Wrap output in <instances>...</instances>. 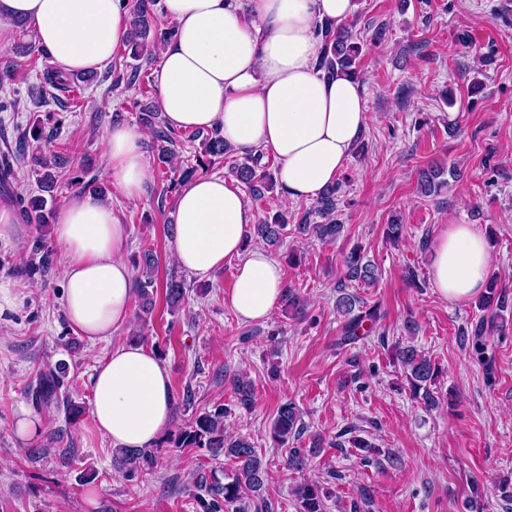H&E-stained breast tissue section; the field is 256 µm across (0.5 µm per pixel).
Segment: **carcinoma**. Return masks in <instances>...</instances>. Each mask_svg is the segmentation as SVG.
Returning <instances> with one entry per match:
<instances>
[{"instance_id":"cac0c4a2","label":"carcinoma","mask_w":512,"mask_h":512,"mask_svg":"<svg viewBox=\"0 0 512 512\" xmlns=\"http://www.w3.org/2000/svg\"><path fill=\"white\" fill-rule=\"evenodd\" d=\"M157 0H134L130 7L131 37L128 44L133 50V57L151 59L162 43L173 38L175 30L164 25L163 21L156 19L155 6ZM323 50L318 67L328 73L338 75H361L359 68L362 47L352 41V33L344 28L340 31L332 27H325L322 33ZM44 83L55 89H68L71 87L73 75L61 71L45 69ZM142 123L147 126L153 137V149L157 160L166 164L175 152L177 138L175 131L169 129L159 112L145 108L142 110ZM192 141L201 140L203 153L222 158L232 151L224 143L218 131L208 133L193 131L188 135ZM261 154H246L245 162L235 166L236 175L241 182L247 185L252 196L260 200L264 192L273 188V179L268 164L262 162ZM36 166L39 167L37 178L41 194L34 195L29 201L18 202L20 211L27 217L35 216L45 218L48 200L42 196L44 192H51L54 187V168H63L67 157L53 152L49 155L40 153L35 157ZM443 171L438 168H427L420 172V188L424 193H434L443 185L439 178ZM338 184L326 188L316 199L315 211L327 220L325 224H298V232H311L323 242L336 240L343 225L331 221L338 204ZM285 219L276 218L270 223L257 225V234L270 244L278 243L286 233ZM144 266L140 277L136 281L137 296L141 300V309L148 314L155 306L154 292L156 280L152 275L155 258L150 250L142 254ZM345 278L357 284L371 285L379 278L378 267L370 260H363L357 252L352 251L345 258ZM497 280L487 282V293L479 305L488 310L500 307L505 303V296L497 291ZM164 300L166 306L175 309L184 300V286L181 282L170 279L165 283ZM280 303L284 311L294 319L306 315L307 301L301 293L290 286L283 289ZM358 299L352 294L344 293L336 300V311L345 317L343 327L344 341L350 342L357 338L358 331L364 329L365 324L375 326L380 320L379 308L375 305L363 309L357 306ZM489 322L480 321L475 325L472 335L475 336L473 351L477 359L485 358V342ZM396 358L407 371V379L414 398L421 399L424 404H434L435 397L430 386L435 378V366L430 358L418 351L412 345L401 346L396 350ZM236 403L245 409L250 408L255 401V391L250 381L245 378L233 380ZM61 381L54 372L50 371L40 377L37 387L32 392V399L38 409L46 408L58 401V391ZM301 415L299 409L292 402L282 404L277 412L272 426V438L280 445L288 440L300 437L303 427L299 426ZM168 443L175 448H210L221 451L224 456L235 464L233 474L224 477V480L212 478L208 482L199 478L198 486L203 488L206 496L198 497L203 501L210 499L209 512H237L241 509L242 499L250 492L259 500L263 499L262 491L265 487L267 470L261 458L257 455L253 444L244 436L227 438L224 436V409L217 407L212 411L196 416L187 426L168 439ZM320 443L313 442L310 448H291L288 452V467L302 470L307 466L308 457L317 453ZM114 462L125 469L126 476L133 478L141 474L143 469L152 468L155 463V453L150 449L117 448L113 451ZM327 491L318 483H303L296 487L295 496L299 502L300 512H324V498Z\"/></svg>"}]
</instances>
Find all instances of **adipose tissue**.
Returning <instances> with one entry per match:
<instances>
[{
    "instance_id": "adipose-tissue-1",
    "label": "adipose tissue",
    "mask_w": 512,
    "mask_h": 512,
    "mask_svg": "<svg viewBox=\"0 0 512 512\" xmlns=\"http://www.w3.org/2000/svg\"><path fill=\"white\" fill-rule=\"evenodd\" d=\"M356 0H162L176 35L154 70L169 128L218 130L235 149H261L278 162L286 199L310 200L336 182L366 129L361 80L327 74L318 61L321 28L344 26ZM25 20L59 69H99L124 44L128 0H0V43ZM145 131L114 123L105 135L107 177L127 201L143 199L149 178ZM257 215L233 181L201 176L176 199V262L206 278L234 264L226 301L244 322L266 319L283 287L279 264L243 243ZM63 254L65 315L95 343L131 323L135 289L124 259L128 234L112 206L77 196L56 213ZM489 243L472 224L445 226L431 251V283L463 302L485 286ZM91 426L121 448H149L173 422L170 376L146 346H116L95 369Z\"/></svg>"
}]
</instances>
